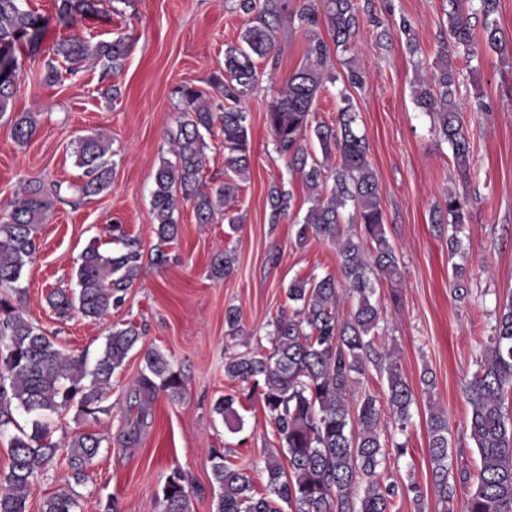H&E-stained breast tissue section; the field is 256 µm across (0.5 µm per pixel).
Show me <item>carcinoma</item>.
<instances>
[{
	"label": "carcinoma",
	"mask_w": 512,
	"mask_h": 512,
	"mask_svg": "<svg viewBox=\"0 0 512 512\" xmlns=\"http://www.w3.org/2000/svg\"><path fill=\"white\" fill-rule=\"evenodd\" d=\"M100 0H58L59 18L67 25L77 17L98 12ZM498 0H448V35L438 62L430 68L416 90L415 101L432 115L435 132L449 143L462 176L469 173L471 146L461 113L455 103L457 71L448 48L474 54L477 44L471 19L482 16V39L499 54L509 51L492 15ZM233 10L251 17L241 35V44L224 50V79L216 81L224 102L207 100L191 86L177 92L186 104L170 133L173 159L162 160L154 176L152 215L159 242L178 240L180 224L175 213L183 203L191 206L199 224H210L224 213L230 227L242 222L232 210L238 197V181L250 167L247 113L239 107L258 80L256 61L273 57L279 33L298 23L311 28L324 21L333 43L348 49L359 32L357 0H300L288 12V0H235ZM42 18L23 8L22 0H0V116L15 97V43L26 37L30 54L39 51ZM126 37L91 43L72 35L53 49L60 66L48 64L46 79L55 82L61 71L75 76L88 60L97 62L102 76L121 72L130 54ZM329 49L315 38L306 62L288 77L266 112L277 152L288 161L290 171L301 175L312 197V206L294 224L300 245L311 239L336 244L342 279L327 274L320 278L293 279L285 288L291 312L281 313L271 323V348L266 353H245L224 363L226 377L248 389L244 398L259 396L271 417L282 452L265 460L267 482L258 491L247 471L213 449L211 473L220 494L214 512H398V500L412 495L417 512H427L428 496L434 494L444 512H454L457 487L466 488L465 512H512V414L505 407V389H512V302L495 317L478 369L467 382L470 406L469 432L480 457L476 473L463 469L455 474L448 464L449 422L445 410L428 415V444L432 486L415 481L406 485L383 478L389 453L382 441L385 424L376 396L360 393L358 386L372 366L386 375V400L396 416L399 430L406 429L415 391L402 375L396 359L375 343L380 321L371 275L389 282L399 275V260L385 228L380 184L368 155L370 146L357 131V116L349 99L336 113L332 125L311 123L312 106L324 83L323 68ZM219 127L224 146V181L208 186L202 179L208 144L205 135ZM37 127L29 112L17 115L14 140L27 143ZM314 137L325 157L339 161L325 174L307 148ZM110 144L102 133L78 139L76 164L87 180L85 196L106 190L112 179L107 154ZM333 186L323 191L328 180ZM268 221L278 224L291 209V195L273 186L266 198ZM48 208L44 185L29 181L0 215V435L14 426L9 438V470L0 479V512H28L32 486L39 474L57 463L65 464L80 482L101 448V438L92 432L74 434L65 447L49 439L47 419L71 407L94 418L104 411L102 402L114 374L124 367L129 353L141 341L134 326L112 328L93 367L81 357L69 355L52 342L12 303L7 290L16 287L24 269L36 259V226L43 223ZM468 222L466 200L448 191L432 214L434 228L448 236L450 255L464 253L458 236ZM112 238L122 242L118 252H103L89 244L77 268L76 291L53 289L47 303L62 318L78 313L95 321L105 319L120 306L139 277L143 253L138 243L127 238L123 226L112 225ZM236 256L230 251L213 256L212 274H232ZM470 274L463 264L453 266L454 297L469 295ZM227 335L241 331V311L229 306L224 311ZM144 369L132 390L125 410L127 439L138 437L148 425L145 398L162 391L175 399L182 395L181 372L174 370L164 353L149 349L143 356ZM241 397L229 393L215 406L231 433L243 428L237 407ZM33 416L31 431L14 418L13 409ZM161 512H192L185 476L172 471L159 496ZM74 494L61 489L46 496L40 512H76Z\"/></svg>",
	"instance_id": "obj_1"
}]
</instances>
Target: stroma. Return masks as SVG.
Masks as SVG:
<instances>
[{"label": "stroma", "mask_w": 512, "mask_h": 512, "mask_svg": "<svg viewBox=\"0 0 512 512\" xmlns=\"http://www.w3.org/2000/svg\"><path fill=\"white\" fill-rule=\"evenodd\" d=\"M360 29L349 51L330 49L325 82L313 104L312 119L331 123L343 99H350L358 127L370 144L368 159L382 190L389 239L400 259L395 282L379 281V342L395 350L412 384L416 402L412 422L397 432L394 416L383 410L386 431L406 443L407 453L386 475L404 483L427 484L431 475L427 413L437 404L448 414L449 452L456 470L479 462L467 431L470 407L464 387L477 369L495 322V312L512 301V56L478 43L474 59L452 56L459 73L456 104L471 142L468 176L457 170L450 145L433 130L431 117L414 102V86L436 58L447 37V0H358ZM233 0H102L98 14L73 27L57 18L56 0H24L44 19L41 51L26 43L15 49L18 91L15 109L30 112L38 129L24 145L12 136L10 116L0 117V208L21 184L33 179L50 188L49 209L37 229V255L18 282L19 308L68 353L95 362L113 326L133 323L142 339L125 368L114 375L105 413L91 420L69 410L54 417L52 439L64 444L75 433L101 437L99 456L74 488L77 512H102L115 498L119 512H161V487L172 470H181L191 493L192 512H213L217 486L209 452L218 448L245 466L257 488H264V461L279 439L259 401L243 403L241 432L232 434L213 406L237 384L224 375L228 358L268 350V330L288 302L291 279L339 275L336 250L326 241L295 243L293 226L310 205L300 175L289 172L275 149L265 112L289 75L306 61L311 37L329 39L326 25L288 28L279 38L277 65L258 62L260 79L242 105L248 114L251 164L241 183L238 209L243 221L229 229L223 217L197 223L189 205H180L178 240L167 245L172 262L144 263L123 304L106 320L78 315L59 319L46 296L72 289L79 257L91 243L114 250L112 224H122L143 252L158 246L153 231L151 193L154 173L169 155V134L185 104L177 89L189 85L214 96V77L224 71V50L240 43L246 20ZM412 25L417 53H409L401 21ZM79 34L90 42L122 35L131 52L121 73L102 77L87 66L74 76L45 83V63L57 40ZM366 74L363 87L345 86L347 61ZM94 132L112 139L113 175L103 193L83 197L85 176L71 143ZM284 184L293 207L280 224L268 222L266 197ZM466 193L469 221L461 238L471 274L470 294L459 301L451 287L448 237L434 231L430 216L448 189ZM237 257L226 278L212 275L210 261L220 251ZM242 313V333H225L224 310ZM163 352L182 370L180 399L158 393L147 404L152 422L136 443L124 435L127 399L143 365L146 349ZM432 371L435 388L425 393L423 371Z\"/></svg>", "instance_id": "1"}]
</instances>
